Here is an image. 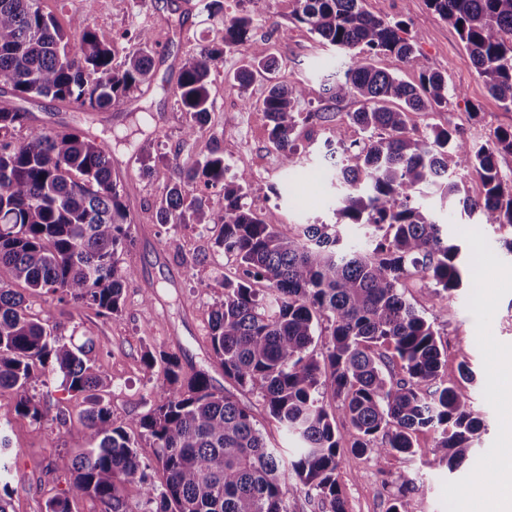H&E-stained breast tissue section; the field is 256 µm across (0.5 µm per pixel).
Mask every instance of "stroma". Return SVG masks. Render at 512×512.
<instances>
[{"instance_id":"obj_1","label":"stroma","mask_w":512,"mask_h":512,"mask_svg":"<svg viewBox=\"0 0 512 512\" xmlns=\"http://www.w3.org/2000/svg\"><path fill=\"white\" fill-rule=\"evenodd\" d=\"M179 2L42 0L43 10L60 24L74 17L87 19L119 60L130 49L124 33H152L157 54L149 83L111 109L91 112L66 101L18 98L0 86V101L26 112L27 125L67 127L109 141L112 170L122 181L134 219L132 242L122 254L134 274L124 288L121 313L107 318L87 310L66 316L55 297L30 294L26 300L33 314L56 323L59 335L93 339L97 362L109 379L103 398L112 410V422L128 431L151 410L164 381L163 363L146 367L148 351L175 354L183 374L205 372L215 389L234 390L247 405L261 403L258 393L233 389L210 351V314L224 298L225 279L237 269L235 258L217 246L216 230L157 220L171 166L193 164L217 150L224 155L227 178L248 167L251 184L244 190V203L258 213L276 211L279 231L288 236L303 224L335 223L334 171L323 158L325 142L338 128L345 130L347 141L364 138L352 120L360 101H334L325 94L318 74L335 63L336 55L320 47L317 36L295 21L294 0H224L225 12L245 9L257 32L267 33L278 79L306 84L303 110L327 111L329 119L299 125L295 137L300 162L296 169L284 171L268 147L264 113L244 106L245 98H263L265 86L258 82L245 91L239 88L233 73L243 56L236 53L225 56L223 65L212 72L213 108L201 136L186 140L191 117L174 96L179 63L193 48L219 42L223 25L220 16L204 9V0H191L193 11L188 15L181 13ZM364 7L385 19L406 21L425 67L447 75L458 90L446 106L413 115L418 135L449 125L483 142L496 130L512 127V109L489 94L457 33L426 0H364ZM418 203L443 224L449 242L464 247L473 240L479 243L475 279L457 290L454 300L416 276L404 280L403 292L433 322L445 353V374H456L463 363L475 372V382L465 389L486 428L475 442L473 459L454 470L444 462L430 463L427 452L439 437L431 428L415 434V456L390 455L377 462L351 451L352 428L341 402L326 399L336 429L344 436L336 478L346 512H388L407 482L413 486L417 512H487L494 498L512 488V472L502 466L504 443L512 438V397L504 392L512 380V255L503 252V241L512 237V231L474 223L461 204L441 201L433 193L420 196ZM148 295L153 298L149 305L144 302ZM30 390L41 401L43 418L18 419L5 428L11 443L10 470L0 480L9 484L15 512H44L46 500L67 486L65 474L53 468L55 456L76 454L86 445L80 423L87 406L84 396L42 376L33 379ZM487 471L495 473V482H482Z\"/></svg>"}]
</instances>
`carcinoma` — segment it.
Returning a JSON list of instances; mask_svg holds the SVG:
<instances>
[{
    "mask_svg": "<svg viewBox=\"0 0 512 512\" xmlns=\"http://www.w3.org/2000/svg\"><path fill=\"white\" fill-rule=\"evenodd\" d=\"M295 19L341 57L339 68L323 74L332 99L364 102L353 122L367 133L360 146L346 144L336 129L324 159L334 163L341 193L336 223L306 224L295 236L278 229V214L257 213L242 203L247 169L238 185L225 183L224 155L179 169L157 209L161 224H211L216 244L236 257V280L224 281V300L210 315V345L224 377L242 390L256 391L261 412L276 420L292 444L283 455L267 445L257 428V411L232 393L212 390L208 376L185 377L177 358L160 354L165 383L153 408L136 426L150 442L154 460L142 457L138 437L112 425V411L98 391L107 376L97 365L93 341L77 343L55 334L49 321L29 313L24 295L0 281V426L17 418L39 421L40 401L30 393L35 371L58 377L69 392L89 403L82 423L87 447L60 454L55 467L69 475L67 488L47 500L45 512H72V502L90 498L100 512H288L286 492L305 493L345 512L336 479L342 436L336 434L324 394L341 401L354 434L350 450L377 461L417 453L414 435L440 430L433 462L454 470L469 462L481 429L459 380L442 372L444 361L433 323L404 297L400 286L411 275L427 278L447 299L470 272L460 247L448 244L442 225L414 206L427 186L445 197L462 185L450 179L472 168L483 190L465 197L464 212L478 223L512 229V177L495 156L512 153V128L496 132L488 145L466 139L455 128L434 127L416 134L415 112L448 104L457 89L448 77L425 69L407 24L367 12L363 0H295ZM465 43L478 75L504 107L512 108V0H427ZM224 39L198 47L182 60L176 97L196 133L212 108L208 79L227 54L244 53L233 78L242 90L267 82L258 102L268 120L269 142L281 165L297 166L295 129L324 122V112H303L301 83L272 77L276 59L269 40L256 36L247 13L224 15ZM132 51L120 62L85 19L63 28L40 0H0V85L21 98L68 100L104 111L149 82L155 52L152 36H130ZM393 55L419 71L408 84L372 64ZM25 113L0 104V266L32 293L58 297L64 314L93 309L120 314L122 291L133 269L120 253L132 218L124 189L112 175L110 146L77 130L29 126ZM364 226L368 244L349 246L342 226ZM267 283L266 293L254 283ZM327 323L323 359L312 345L316 328ZM400 370L399 376L390 368ZM162 479L150 475L153 465ZM136 482L141 504L132 509L124 485Z\"/></svg>",
    "mask_w": 512,
    "mask_h": 512,
    "instance_id": "1",
    "label": "carcinoma"
}]
</instances>
